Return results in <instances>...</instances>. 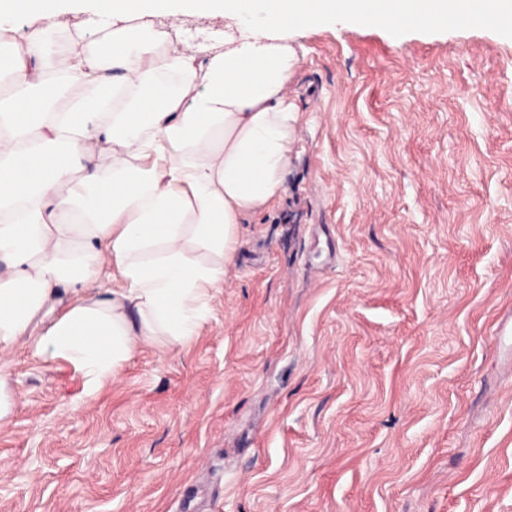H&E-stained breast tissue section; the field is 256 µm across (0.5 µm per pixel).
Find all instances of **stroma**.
<instances>
[{
	"label": "stroma",
	"mask_w": 512,
	"mask_h": 512,
	"mask_svg": "<svg viewBox=\"0 0 512 512\" xmlns=\"http://www.w3.org/2000/svg\"><path fill=\"white\" fill-rule=\"evenodd\" d=\"M290 43L282 190L199 335L91 395L65 360L0 352V512H512V36Z\"/></svg>",
	"instance_id": "obj_1"
}]
</instances>
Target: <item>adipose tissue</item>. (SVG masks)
I'll return each mask as SVG.
<instances>
[{"mask_svg":"<svg viewBox=\"0 0 512 512\" xmlns=\"http://www.w3.org/2000/svg\"><path fill=\"white\" fill-rule=\"evenodd\" d=\"M98 48L45 36L58 0H0V349L70 362L96 390L145 343L186 345L281 191L297 110L292 31L322 19L431 28L441 0H183L230 19L223 50L159 48L166 0H95ZM24 17L26 34L10 27ZM69 284L75 299L35 331Z\"/></svg>","mask_w":512,"mask_h":512,"instance_id":"1","label":"adipose tissue"}]
</instances>
